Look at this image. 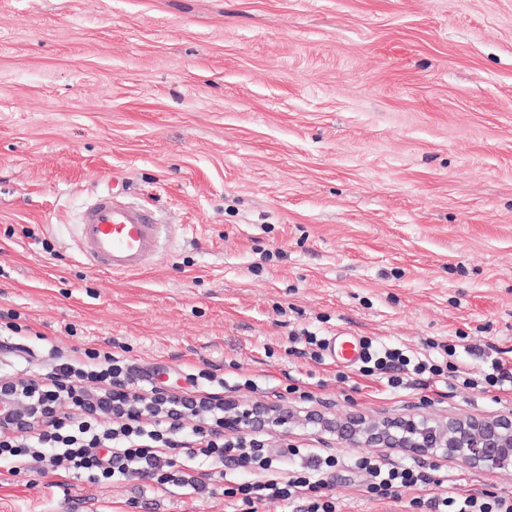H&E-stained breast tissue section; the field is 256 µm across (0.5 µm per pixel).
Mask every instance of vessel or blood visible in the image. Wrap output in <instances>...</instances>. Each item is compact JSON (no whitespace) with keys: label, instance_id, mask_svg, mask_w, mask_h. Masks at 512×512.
Instances as JSON below:
<instances>
[{"label":"vessel or blood","instance_id":"obj_1","mask_svg":"<svg viewBox=\"0 0 512 512\" xmlns=\"http://www.w3.org/2000/svg\"><path fill=\"white\" fill-rule=\"evenodd\" d=\"M164 234V225L152 211L120 201L108 189L97 195L78 226L87 265L113 276L143 273L158 256ZM359 354L357 337H328L326 355L331 361L352 366Z\"/></svg>","mask_w":512,"mask_h":512}]
</instances>
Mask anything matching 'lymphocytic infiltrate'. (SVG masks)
<instances>
[{
    "instance_id": "lymphocytic-infiltrate-1",
    "label": "lymphocytic infiltrate",
    "mask_w": 512,
    "mask_h": 512,
    "mask_svg": "<svg viewBox=\"0 0 512 512\" xmlns=\"http://www.w3.org/2000/svg\"><path fill=\"white\" fill-rule=\"evenodd\" d=\"M364 348L360 373L386 375L394 389L402 385V376L407 372L432 378L447 375L449 359L456 354L455 346L449 344L443 347L446 359L442 362L397 347H378L369 339L365 340ZM56 367L82 389L97 393L131 385L137 374L136 367L122 353L94 348L85 350L83 359L61 360ZM455 381L465 389L500 390L505 384H512V363L494 357L477 373L456 375ZM176 449L192 465L213 466L230 461L254 472V479L224 489L225 496L241 500L243 512H261L272 501L301 503L302 512H336V500L330 494L331 473L338 464L335 457L287 447L281 449V456L299 455L303 461L298 468L283 473L274 468L268 449L258 440L234 443L200 431L185 442L178 439L161 413L151 414L146 424L131 419L104 428L88 412L82 419L61 424L30 441L0 437V462H8L14 474L35 473L44 477L66 472L106 480L140 474L162 486L172 484L190 492H202L206 484L201 477L178 468L172 455ZM355 466L364 471L366 490L375 497L396 496L400 489L416 486L424 479L416 467L371 457L357 460ZM413 505L419 512H512L511 499L491 495H433L415 498Z\"/></svg>"
}]
</instances>
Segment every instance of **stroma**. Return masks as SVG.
<instances>
[{
  "mask_svg": "<svg viewBox=\"0 0 512 512\" xmlns=\"http://www.w3.org/2000/svg\"><path fill=\"white\" fill-rule=\"evenodd\" d=\"M116 181L172 236L144 273L105 276L74 226ZM0 377L50 387L57 359L126 346L131 393L282 404L260 433L334 456L337 512H415L419 494L512 499L487 473L353 448L306 423L356 412L486 418L512 390L453 389L317 363L299 337L351 332L454 364L512 351V0H0ZM218 370L223 385L191 382ZM297 392H289V385ZM372 455L428 480L370 497ZM205 492L12 476L0 512H240Z\"/></svg>",
  "mask_w": 512,
  "mask_h": 512,
  "instance_id": "stroma-1",
  "label": "stroma"
}]
</instances>
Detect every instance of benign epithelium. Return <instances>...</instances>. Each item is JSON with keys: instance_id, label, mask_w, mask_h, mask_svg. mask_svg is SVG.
<instances>
[{"instance_id": "benign-epithelium-1", "label": "benign epithelium", "mask_w": 512, "mask_h": 512, "mask_svg": "<svg viewBox=\"0 0 512 512\" xmlns=\"http://www.w3.org/2000/svg\"><path fill=\"white\" fill-rule=\"evenodd\" d=\"M36 383L16 378H0V436L14 437L35 430L57 426L64 419L66 399H83V391L75 384L58 380L57 394L33 399ZM111 398L120 401L126 415L143 416L144 407L125 387L112 388ZM186 398L158 390L151 395L149 407L166 410L169 403ZM191 414L221 407L224 416L210 427V432L224 435L230 432L240 438L265 429V426L290 424L293 414L281 407L263 405L240 410L222 396H213L189 403ZM336 435L347 445L364 444L372 448H393L415 456L432 458L441 455L463 465L493 472L512 465V413L492 418L435 420L423 415L388 417L371 422L359 414H350L333 427Z\"/></svg>"}]
</instances>
